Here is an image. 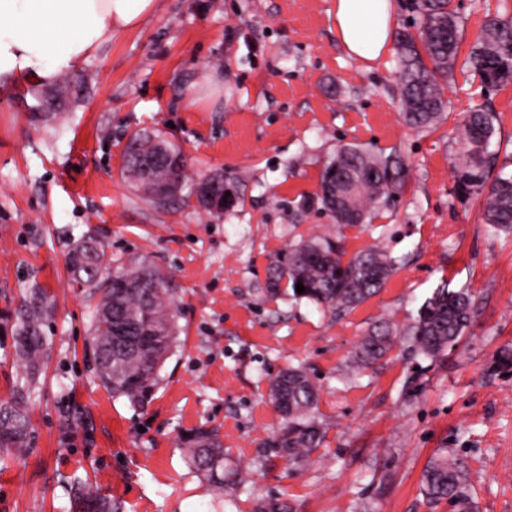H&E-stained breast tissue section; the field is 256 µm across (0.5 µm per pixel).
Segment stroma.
Listing matches in <instances>:
<instances>
[{
  "instance_id": "1",
  "label": "stroma",
  "mask_w": 512,
  "mask_h": 512,
  "mask_svg": "<svg viewBox=\"0 0 512 512\" xmlns=\"http://www.w3.org/2000/svg\"><path fill=\"white\" fill-rule=\"evenodd\" d=\"M467 55L512 0H453ZM336 0H160L71 75L83 84L49 117L31 81L0 89V401L18 381L10 318L31 282L56 297L32 440L0 459V512H74L73 485L118 512H255L275 497L294 512H453L429 508L423 468L447 449L467 474L473 512H512V232L494 231L455 169L466 116L496 113L497 169L512 173V84L485 90L463 65L444 85L433 130L403 120L396 48L371 63L336 39ZM184 151L187 173L234 181L223 214L177 196L158 207L121 177L136 132ZM397 152L407 184L370 223L336 227L318 195L337 147ZM94 236L119 264L168 276L180 345L151 401L134 406L98 380L88 346L96 304L72 281L69 247ZM341 236L346 257L379 246L401 257L380 294L347 314L267 291L289 243ZM468 288L476 318L454 349L428 359L403 338L361 374L349 367L374 323L401 326L441 286ZM303 366L320 388L326 440L302 464L270 443L284 419L273 375ZM217 430L224 486L201 480L182 438Z\"/></svg>"
}]
</instances>
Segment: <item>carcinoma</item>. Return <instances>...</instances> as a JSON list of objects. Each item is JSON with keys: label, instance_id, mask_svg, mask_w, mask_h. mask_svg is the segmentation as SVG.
Segmentation results:
<instances>
[{"label": "carcinoma", "instance_id": "obj_1", "mask_svg": "<svg viewBox=\"0 0 512 512\" xmlns=\"http://www.w3.org/2000/svg\"><path fill=\"white\" fill-rule=\"evenodd\" d=\"M416 34L397 33L401 101L404 121L414 128H431L443 120L446 102L441 80L455 63L462 26L451 0H414ZM465 64L490 86L512 81V18L495 17L485 26ZM81 82L65 79L54 89L35 92L37 112H50L69 98ZM495 135L492 112H471L461 138L463 163L456 171L461 192L484 197V222L500 231L512 230V175L493 172L487 155ZM187 160L182 150L160 135L138 132L129 139L122 178L152 203H157L161 180H184ZM406 180L399 155H384L355 145L341 146L328 159L321 178L320 200L334 223L365 224L374 210L389 205ZM195 198L208 212L236 206L234 186L225 179L207 193L194 187ZM339 241L329 237L302 239L272 260L268 291L305 300L323 310L351 311L378 294L400 267V259L379 247L343 260ZM104 246L88 236L67 255L78 286L99 296L91 323V347L97 377L112 394L142 406L160 383V369L176 347L178 306L165 273L143 260L99 276L105 268ZM302 284L305 291L296 292ZM55 300L33 282L12 316V336L22 372L12 400L0 403V451L21 456L31 442L28 403L44 367L45 330L53 321ZM474 321L472 294L467 288L436 289L403 330L389 322L368 329L358 346L352 370L361 372L383 359L403 335L416 354L435 357L458 343ZM269 396L283 413L286 425L272 441L276 453L298 464L320 447L326 431L314 415L319 388L301 367L290 366L270 380ZM188 458L207 480L224 483V448L213 430L198 429L183 439ZM426 501L450 504L469 512L470 497L463 470L441 451L426 464L421 477Z\"/></svg>", "mask_w": 512, "mask_h": 512}]
</instances>
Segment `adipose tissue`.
Instances as JSON below:
<instances>
[{
  "label": "adipose tissue",
  "mask_w": 512,
  "mask_h": 512,
  "mask_svg": "<svg viewBox=\"0 0 512 512\" xmlns=\"http://www.w3.org/2000/svg\"><path fill=\"white\" fill-rule=\"evenodd\" d=\"M157 0H0V78L38 81L73 69L137 25ZM393 0H336V37L359 61L384 55L393 37Z\"/></svg>",
  "instance_id": "adipose-tissue-1"
}]
</instances>
